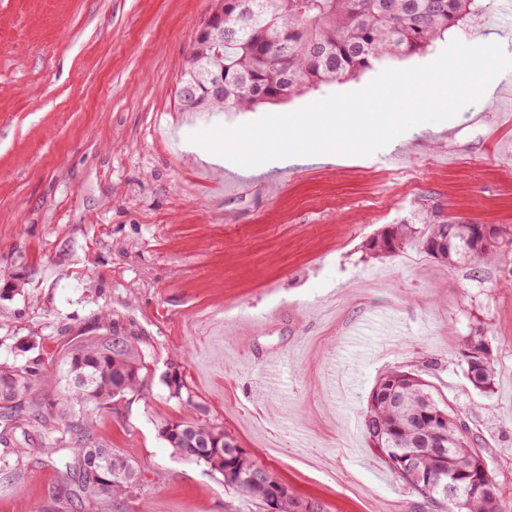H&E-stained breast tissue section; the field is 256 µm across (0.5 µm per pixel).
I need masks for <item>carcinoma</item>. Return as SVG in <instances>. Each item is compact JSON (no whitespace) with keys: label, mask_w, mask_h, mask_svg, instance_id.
I'll list each match as a JSON object with an SVG mask.
<instances>
[{"label":"carcinoma","mask_w":512,"mask_h":512,"mask_svg":"<svg viewBox=\"0 0 512 512\" xmlns=\"http://www.w3.org/2000/svg\"><path fill=\"white\" fill-rule=\"evenodd\" d=\"M483 0H225L224 32L209 41H193L190 58L178 78L186 99L178 101L184 112H241L261 105L277 104L323 85L341 83L388 59L424 50L435 39L458 29L463 21L480 12ZM224 74V96L215 97L194 80L199 66ZM458 225L393 224L372 239L368 250L375 256L391 254L409 243L417 244L436 262L456 267L487 255L512 260V233L490 228L489 242L471 257L465 245L445 256L430 250L433 239ZM460 366L474 390L488 395L495 385V360L486 332L478 327L466 336L459 350ZM68 391L55 416L66 418L71 409L99 407L136 390L145 366L132 337L91 342L66 355ZM83 374L85 384L74 377ZM45 380L35 366H1L0 384L9 383L13 396L0 399V439L14 445L17 461L28 454L26 441L17 438L24 417H41L43 402L36 398L37 384ZM363 430L368 446L394 470L397 454L421 449L419 468L434 467L430 448L448 449L447 479L456 480L457 469L480 461L487 463L489 449L481 431L448 400L434 394L433 386L420 375L392 368L376 379L364 410ZM74 442L71 460L62 476L75 497L104 501L139 486L136 467L92 436L90 425L66 427ZM161 437L187 459L207 465L224 477V484L242 497L268 510L266 499L248 486V477L259 467L249 456L235 458L236 441L224 428L198 421L169 420ZM102 455L109 472L100 480L86 472L87 461ZM485 486L473 489L461 512H508L507 504L487 471ZM424 512H447L444 499L412 476H398Z\"/></svg>","instance_id":"carcinoma-1"}]
</instances>
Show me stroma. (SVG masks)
<instances>
[{
  "mask_svg": "<svg viewBox=\"0 0 512 512\" xmlns=\"http://www.w3.org/2000/svg\"><path fill=\"white\" fill-rule=\"evenodd\" d=\"M212 0H0V363L39 362L58 400L62 359L118 333L144 357L137 390L77 413L137 468L141 486L74 507L55 416L24 425L29 458L0 471V512H257L205 464L160 435L169 419L223 427L323 512H419L362 429L378 375L414 370L482 432L512 501V263L450 268L419 247L375 258L367 242L409 222L512 230V125L482 97L453 118L408 130L349 163L208 162L192 133L288 114L361 90L383 71L245 112L193 117L178 78ZM502 43L512 56V0L424 51ZM481 113L470 121L471 113ZM498 123V143L484 124ZM483 325L492 394L459 367ZM179 369L195 402L171 398Z\"/></svg>",
  "mask_w": 512,
  "mask_h": 512,
  "instance_id": "1",
  "label": "stroma"
}]
</instances>
